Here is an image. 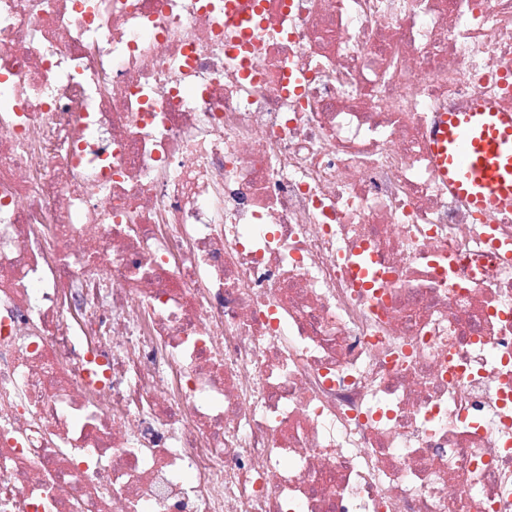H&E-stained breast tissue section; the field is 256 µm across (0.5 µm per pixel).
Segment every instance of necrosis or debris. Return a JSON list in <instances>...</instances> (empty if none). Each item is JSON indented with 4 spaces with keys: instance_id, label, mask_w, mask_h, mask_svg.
Here are the masks:
<instances>
[{
    "instance_id": "4bbe7bcc",
    "label": "necrosis or debris",
    "mask_w": 512,
    "mask_h": 512,
    "mask_svg": "<svg viewBox=\"0 0 512 512\" xmlns=\"http://www.w3.org/2000/svg\"><path fill=\"white\" fill-rule=\"evenodd\" d=\"M512 0H0V512H512ZM441 175L476 208L512 207V114L477 98L442 113L432 135Z\"/></svg>"
}]
</instances>
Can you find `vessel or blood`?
<instances>
[{
	"instance_id": "vessel-or-blood-1",
	"label": "vessel or blood",
	"mask_w": 512,
	"mask_h": 512,
	"mask_svg": "<svg viewBox=\"0 0 512 512\" xmlns=\"http://www.w3.org/2000/svg\"><path fill=\"white\" fill-rule=\"evenodd\" d=\"M441 175L476 208L512 207V114L475 99L442 113L432 135Z\"/></svg>"
}]
</instances>
